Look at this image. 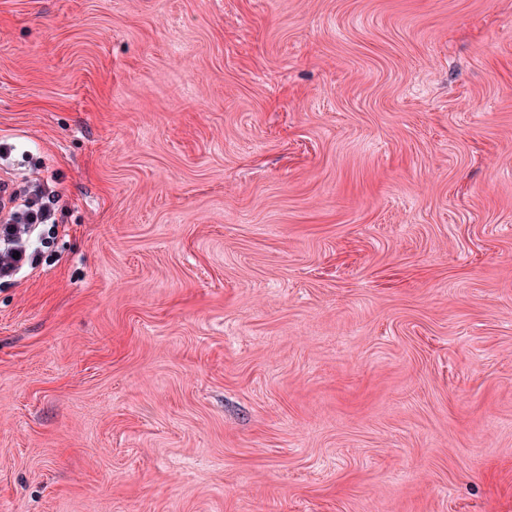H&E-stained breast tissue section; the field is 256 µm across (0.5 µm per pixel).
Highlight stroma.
<instances>
[{
    "label": "stroma",
    "mask_w": 512,
    "mask_h": 512,
    "mask_svg": "<svg viewBox=\"0 0 512 512\" xmlns=\"http://www.w3.org/2000/svg\"><path fill=\"white\" fill-rule=\"evenodd\" d=\"M0 512H512V0H0ZM60 196L48 183H36L33 194L25 199H8V217L0 220V283L11 282L41 264V250L34 246L58 229L56 205Z\"/></svg>",
    "instance_id": "35a3bbf8"
}]
</instances>
